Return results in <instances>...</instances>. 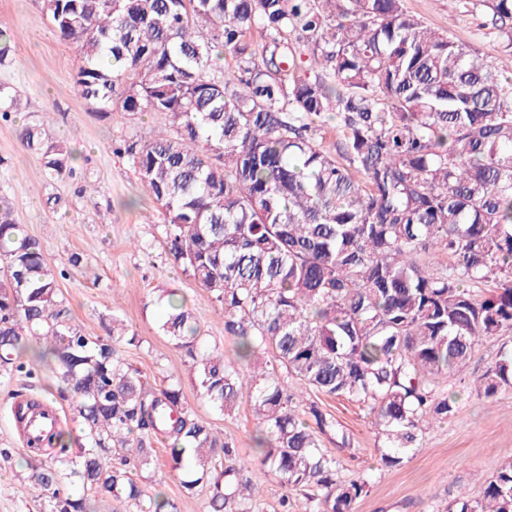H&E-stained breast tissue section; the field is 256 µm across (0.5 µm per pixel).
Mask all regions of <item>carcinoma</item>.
<instances>
[{"label":"carcinoma","mask_w":512,"mask_h":512,"mask_svg":"<svg viewBox=\"0 0 512 512\" xmlns=\"http://www.w3.org/2000/svg\"><path fill=\"white\" fill-rule=\"evenodd\" d=\"M479 2L495 64L404 0H43L54 32L81 48L84 100L168 119L116 152L165 210L173 262L224 310L240 363L203 348L171 291L161 331L186 349L204 400L231 415L245 399L260 424L257 462L244 461L185 406L177 379L154 388L137 377L118 353L136 340L120 319L106 337L85 334L0 196V377L26 369L30 340L42 341L35 365L84 440L74 456L59 429L26 440L48 512H90L106 497L141 507L133 470L151 464L159 436L183 491L207 488L209 512H251L257 468L305 490V507L285 492L279 512H353L370 477L340 479L323 438L348 447L349 435L286 376L366 406L387 467L420 447L425 423L448 419L439 377L462 375L481 339L512 332V0ZM17 112L0 85V119ZM330 112L340 161L317 137ZM18 139L49 179L66 173L70 150L45 123ZM482 284L491 290L478 296ZM511 383L506 352L478 392L491 399ZM45 443L59 447L49 460ZM148 509L177 505L158 493ZM448 512H512V463Z\"/></svg>","instance_id":"1"}]
</instances>
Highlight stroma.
<instances>
[{
    "mask_svg": "<svg viewBox=\"0 0 512 512\" xmlns=\"http://www.w3.org/2000/svg\"><path fill=\"white\" fill-rule=\"evenodd\" d=\"M405 7L431 28L448 34L487 59H495L497 37L483 27L481 11L450 7L448 0H405ZM0 32L11 35V61L0 66V84L11 86L22 109L11 121H0V193L10 201L17 223L39 240L50 266L65 271L61 296L83 332L103 336L120 318L138 341L119 348L120 356L151 386L166 376L178 378L186 402L232 441L240 457L254 459L257 419L248 403L233 416L205 402L193 377L185 349L159 330L165 317L163 291L183 296L209 346L235 358L236 341L224 332V311L197 281L173 263L164 243L165 212L144 192L126 156L123 142L145 129L164 127V115L98 112L75 86L80 62L77 45L63 41L42 14V0H0ZM49 118L48 131L73 151L71 171L48 181L40 157L21 145L19 125ZM80 255L71 266L72 255ZM512 350V333L483 339L466 368L465 383L447 379L454 395L446 421L428 428L420 448L399 467H385L378 451L377 430L368 410L357 403L309 392L308 398L341 423L351 438L347 448L324 439V448L340 462L341 479L368 475L372 487L358 499L354 512H446L459 492L478 496L496 471L512 462V386L494 399L475 386L500 353ZM34 399L55 408L60 427L79 431L66 401L43 373L0 380V512H44L27 495L29 469L25 437L15 418L17 403ZM152 467L140 475L146 496L162 491L179 512H207L204 491L184 494L172 473L166 443L153 441Z\"/></svg>",
    "mask_w": 512,
    "mask_h": 512,
    "instance_id": "35a3bbf8",
    "label": "stroma"
}]
</instances>
